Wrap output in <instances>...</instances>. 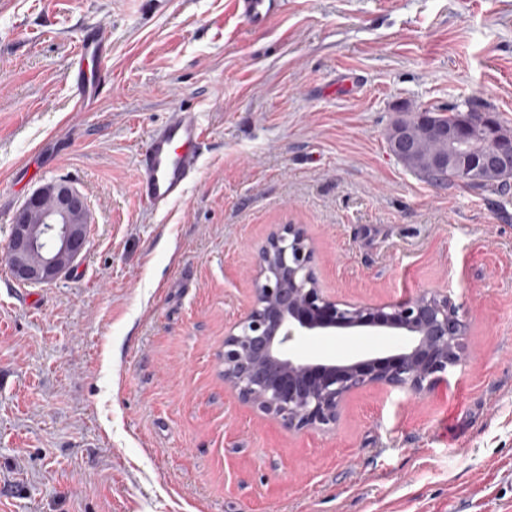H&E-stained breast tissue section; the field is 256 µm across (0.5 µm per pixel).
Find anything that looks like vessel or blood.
Returning <instances> with one entry per match:
<instances>
[{"mask_svg":"<svg viewBox=\"0 0 512 512\" xmlns=\"http://www.w3.org/2000/svg\"><path fill=\"white\" fill-rule=\"evenodd\" d=\"M288 0H235L240 15L255 28L267 26L281 15ZM76 57L67 71L82 102L97 100L109 82L106 74L89 70L90 61L106 57L111 41L97 27L86 29L79 38ZM205 140V128L200 112L178 108L155 127L139 159L137 195L149 207H160L181 199L188 184L198 173V161Z\"/></svg>","mask_w":512,"mask_h":512,"instance_id":"1","label":"vessel or blood"}]
</instances>
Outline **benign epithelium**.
Masks as SVG:
<instances>
[{"instance_id": "7a95c632", "label": "benign epithelium", "mask_w": 512, "mask_h": 512, "mask_svg": "<svg viewBox=\"0 0 512 512\" xmlns=\"http://www.w3.org/2000/svg\"><path fill=\"white\" fill-rule=\"evenodd\" d=\"M427 135L440 146L423 157L416 131L398 124L391 152L408 169L445 170L477 180L486 171H512V139L499 135L489 113L473 125H439ZM91 224L87 198L65 182L39 188L16 213L3 258L23 284H48L85 253ZM314 252L303 228L283 224L259 253L253 274L252 305L224 336V381L239 399L291 431L325 429L339 418L345 398L371 385L419 395L447 379L461 354L463 322L448 296L423 292L401 303L353 304L331 298L318 287ZM340 331L395 336L403 344L388 355L368 353L336 358L309 355L300 344Z\"/></svg>"}]
</instances>
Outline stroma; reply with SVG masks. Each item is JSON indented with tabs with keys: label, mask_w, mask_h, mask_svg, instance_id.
Segmentation results:
<instances>
[{
	"label": "stroma",
	"mask_w": 512,
	"mask_h": 512,
	"mask_svg": "<svg viewBox=\"0 0 512 512\" xmlns=\"http://www.w3.org/2000/svg\"><path fill=\"white\" fill-rule=\"evenodd\" d=\"M94 24L112 91L83 110L66 73ZM463 102L512 132V0H288L260 29L232 0H0V251L48 182L92 212L57 281L0 259V512H512V203L386 140L399 111ZM179 107L203 115L200 172L154 210L138 158ZM280 224L336 299L447 294L466 350L446 382L357 390L328 432L242 404L224 336Z\"/></svg>",
	"instance_id": "1"
}]
</instances>
